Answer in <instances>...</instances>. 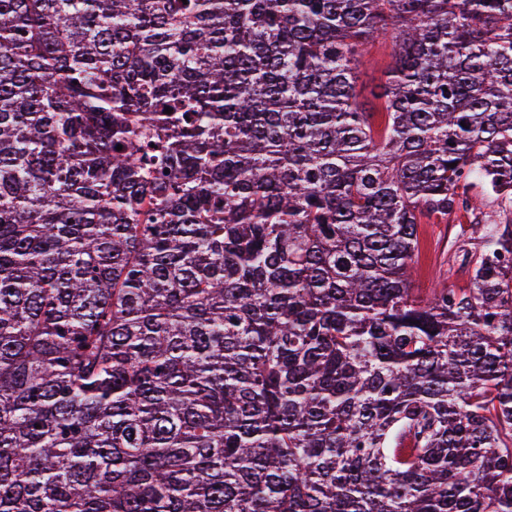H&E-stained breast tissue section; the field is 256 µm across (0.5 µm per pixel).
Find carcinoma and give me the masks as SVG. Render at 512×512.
Segmentation results:
<instances>
[{
  "label": "carcinoma",
  "instance_id": "carcinoma-1",
  "mask_svg": "<svg viewBox=\"0 0 512 512\" xmlns=\"http://www.w3.org/2000/svg\"><path fill=\"white\" fill-rule=\"evenodd\" d=\"M475 188L512 206V0H0V512H512ZM391 46L375 45L370 53L362 58L356 71V83L359 104L367 111H372L379 104L376 98L388 79L391 63ZM472 225L467 214L450 216L447 224H421L413 269L415 288L425 292L441 283L452 288L468 287V274L457 254L460 247L469 249L477 243Z\"/></svg>",
  "mask_w": 512,
  "mask_h": 512
}]
</instances>
